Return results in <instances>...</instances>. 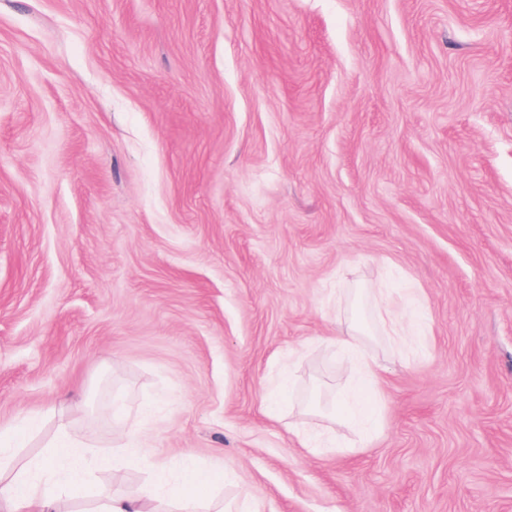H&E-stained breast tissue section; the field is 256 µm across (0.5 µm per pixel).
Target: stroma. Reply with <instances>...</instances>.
Returning a JSON list of instances; mask_svg holds the SVG:
<instances>
[{
    "label": "stroma",
    "mask_w": 512,
    "mask_h": 512,
    "mask_svg": "<svg viewBox=\"0 0 512 512\" xmlns=\"http://www.w3.org/2000/svg\"><path fill=\"white\" fill-rule=\"evenodd\" d=\"M1 429L84 501L512 512V0H0ZM385 315L381 316L383 324L390 336H395L398 343H406L414 333V324L407 323L402 316L396 315L388 307L383 306ZM355 338V335H348L338 341L340 346H345V350L356 362L359 379L351 383L340 395L336 402V417L357 428L360 436L368 439L377 426V420L366 410L361 392L364 384H377L379 366L372 360L368 362L359 354L358 345L351 343V340ZM153 487L143 495L151 505L144 509L139 498L106 497L92 512H211L206 499L192 494L189 488H170L167 470L156 467Z\"/></svg>",
    "instance_id": "1"
}]
</instances>
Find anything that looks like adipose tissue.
Instances as JSON below:
<instances>
[{
  "label": "adipose tissue",
  "mask_w": 512,
  "mask_h": 512,
  "mask_svg": "<svg viewBox=\"0 0 512 512\" xmlns=\"http://www.w3.org/2000/svg\"><path fill=\"white\" fill-rule=\"evenodd\" d=\"M350 357H353L359 379L351 383L336 403V415L358 429L362 438H369L377 426L376 418L369 413L362 401V387L379 380V367L360 357L356 344L350 337L340 340ZM104 458L88 460L80 441L63 434L57 443L52 466L40 478L30 476L29 469L15 473L6 485H0V512H58V502L68 491L81 485L90 468H106ZM156 480L143 498L107 497L95 512H210L206 499L192 494L189 489H173L168 482L166 468L155 471Z\"/></svg>",
  "instance_id": "ef3b65f1"
}]
</instances>
